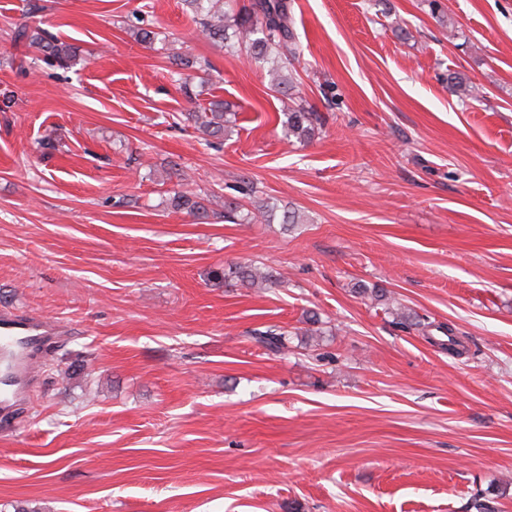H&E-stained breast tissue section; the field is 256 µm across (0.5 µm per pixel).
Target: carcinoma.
<instances>
[{
    "label": "carcinoma",
    "instance_id": "obj_1",
    "mask_svg": "<svg viewBox=\"0 0 512 512\" xmlns=\"http://www.w3.org/2000/svg\"><path fill=\"white\" fill-rule=\"evenodd\" d=\"M197 19L200 32L210 40H235L246 49L251 60L257 64L278 57L290 63L297 59L298 46L293 32L292 4L290 0H251V4L239 10L224 8L220 0H184ZM19 43L35 46L43 53L46 61L59 68H66L75 59V51L69 44L47 37L42 31L32 30L20 24L14 31ZM173 61L182 68L178 81L183 89H188L197 73H207L211 66L206 61L191 60L180 53L173 54ZM451 92L460 99H477L483 90L476 83L456 76L448 78ZM288 138L299 144L311 142L321 129L318 113L299 106L284 113ZM189 119L203 133L211 137H221L231 132L236 122V113L224 106L221 101H212L201 112L189 113ZM168 205L174 212L186 213L198 221L208 218L205 196L181 188L168 192ZM264 217L262 208L250 210L236 197L224 199V219L234 224H250ZM210 278L218 283L236 281L246 288H266L273 283L274 275L262 271L250 263L239 264L228 269L218 267L210 272ZM253 339L270 352L279 353L288 348L287 332L269 328L254 333Z\"/></svg>",
    "mask_w": 512,
    "mask_h": 512
}]
</instances>
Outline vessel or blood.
I'll return each mask as SVG.
<instances>
[{"label": "vessel or blood", "mask_w": 512, "mask_h": 512, "mask_svg": "<svg viewBox=\"0 0 512 512\" xmlns=\"http://www.w3.org/2000/svg\"><path fill=\"white\" fill-rule=\"evenodd\" d=\"M66 332L60 323L11 308L0 310V420L13 418L36 381L37 359Z\"/></svg>", "instance_id": "vessel-or-blood-1"}]
</instances>
